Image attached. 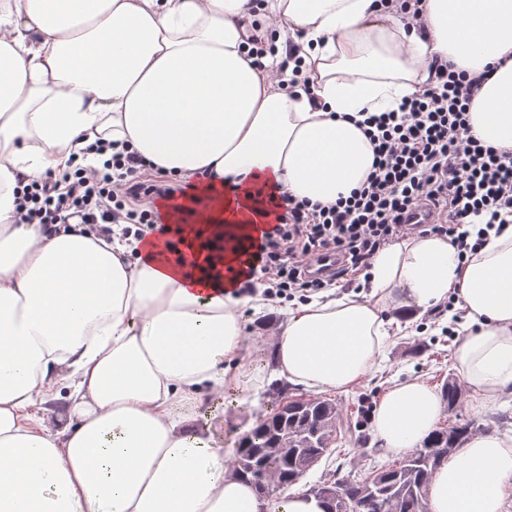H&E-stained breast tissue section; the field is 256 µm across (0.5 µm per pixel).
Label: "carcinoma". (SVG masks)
Wrapping results in <instances>:
<instances>
[{"mask_svg": "<svg viewBox=\"0 0 512 512\" xmlns=\"http://www.w3.org/2000/svg\"><path fill=\"white\" fill-rule=\"evenodd\" d=\"M275 405L240 438L233 475L261 487L276 480V491L298 483L327 454L337 433V408L328 399L296 396L288 384H272ZM441 395L448 412L460 406V390L447 380ZM475 423L436 427L423 446L398 463L372 465L368 472L348 473L308 490L327 505L326 512H427L429 480L441 462L454 456L475 434Z\"/></svg>", "mask_w": 512, "mask_h": 512, "instance_id": "1", "label": "carcinoma"}]
</instances>
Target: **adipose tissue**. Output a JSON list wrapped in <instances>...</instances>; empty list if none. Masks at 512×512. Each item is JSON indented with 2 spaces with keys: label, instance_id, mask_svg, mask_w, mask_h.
Returning <instances> with one entry per match:
<instances>
[{
  "label": "adipose tissue",
  "instance_id": "adipose-tissue-1",
  "mask_svg": "<svg viewBox=\"0 0 512 512\" xmlns=\"http://www.w3.org/2000/svg\"><path fill=\"white\" fill-rule=\"evenodd\" d=\"M260 19L278 38L259 67ZM291 43L311 92L280 85ZM435 56L480 77L472 131L512 151V0H423L413 26L377 0H0V512H325L301 491L260 498L194 426L205 394L239 384L249 304L283 315L273 346L290 382L343 392L380 356L385 312L455 297L457 376L485 405L512 393V224L464 259L437 235L397 241L371 259L364 299L323 292L282 308L201 284L150 232L16 221L19 184L99 140L212 195L207 224H265L244 198L257 185L336 202L373 165L355 116L418 93ZM62 391L69 420L56 429L33 410ZM441 413L434 389L403 382L373 433L399 457ZM511 495L512 433L493 431L435 470L428 508L505 512Z\"/></svg>",
  "mask_w": 512,
  "mask_h": 512
}]
</instances>
